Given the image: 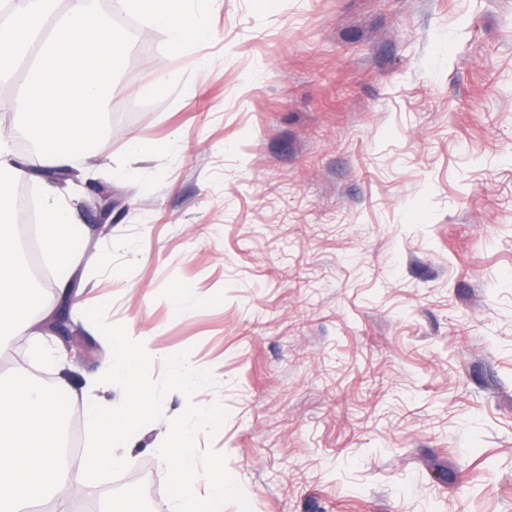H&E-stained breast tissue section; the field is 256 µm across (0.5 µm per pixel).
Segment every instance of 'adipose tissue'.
<instances>
[{
  "instance_id": "adipose-tissue-1",
  "label": "adipose tissue",
  "mask_w": 512,
  "mask_h": 512,
  "mask_svg": "<svg viewBox=\"0 0 512 512\" xmlns=\"http://www.w3.org/2000/svg\"><path fill=\"white\" fill-rule=\"evenodd\" d=\"M180 0H119L121 9L142 13L167 31L172 50L181 52L209 38L203 17L181 14ZM24 31L13 21L0 22V53L11 60L31 59L23 91L9 107L24 116L40 147L33 162L9 159L0 144V185L15 186L30 176V164L59 171L69 166L75 151L94 142L104 150L94 126L112 90V63L123 55L124 31L97 21L89 0H69L56 12V0H26ZM44 251L59 264L72 255L73 216L53 198L43 204ZM18 215L8 201L0 202V330L25 331L28 311L39 298L26 267L17 258L15 226Z\"/></svg>"
}]
</instances>
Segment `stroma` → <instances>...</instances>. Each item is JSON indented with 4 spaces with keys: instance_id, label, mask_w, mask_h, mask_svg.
<instances>
[{
    "instance_id": "35a3bbf8",
    "label": "stroma",
    "mask_w": 512,
    "mask_h": 512,
    "mask_svg": "<svg viewBox=\"0 0 512 512\" xmlns=\"http://www.w3.org/2000/svg\"><path fill=\"white\" fill-rule=\"evenodd\" d=\"M180 9L211 31L188 53L99 6L148 41L98 114L107 149L24 184L75 217L76 264L37 261L56 279L45 309L74 285L82 353L46 332L52 362L27 342L18 357L8 336L0 375L25 363L117 406L99 381L110 346L82 314L104 303L153 378L185 350L215 384L169 393L123 449L130 469L80 486L69 512L131 487L165 499L156 448L190 401L228 412L196 437L243 495L224 512H512V0ZM133 136L153 153L131 154Z\"/></svg>"
}]
</instances>
